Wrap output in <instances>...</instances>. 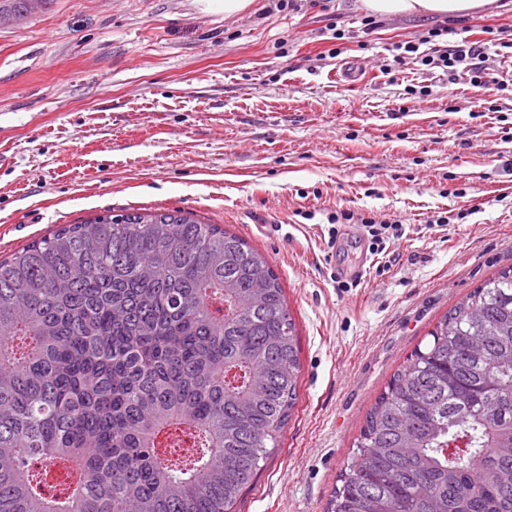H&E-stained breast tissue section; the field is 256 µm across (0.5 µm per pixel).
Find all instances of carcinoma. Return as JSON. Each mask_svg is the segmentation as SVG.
I'll return each instance as SVG.
<instances>
[{
	"instance_id": "obj_1",
	"label": "carcinoma",
	"mask_w": 512,
	"mask_h": 512,
	"mask_svg": "<svg viewBox=\"0 0 512 512\" xmlns=\"http://www.w3.org/2000/svg\"><path fill=\"white\" fill-rule=\"evenodd\" d=\"M367 414L327 512H512V267ZM269 260L182 212L98 216L0 260V512H232L298 399ZM74 476L43 490L38 464Z\"/></svg>"
}]
</instances>
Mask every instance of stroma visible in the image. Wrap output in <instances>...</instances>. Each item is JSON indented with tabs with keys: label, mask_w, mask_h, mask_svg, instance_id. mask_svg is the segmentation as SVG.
<instances>
[{
	"label": "stroma",
	"mask_w": 512,
	"mask_h": 512,
	"mask_svg": "<svg viewBox=\"0 0 512 512\" xmlns=\"http://www.w3.org/2000/svg\"><path fill=\"white\" fill-rule=\"evenodd\" d=\"M361 17L356 0L232 16L210 0H46L0 18V259L102 214L181 210L280 279L299 397L236 512H326L390 377L512 266V98L483 113L463 81L394 63L435 18L367 34ZM352 60L355 85L337 78ZM410 84L431 93L406 98ZM339 210L352 220L333 238ZM367 216L402 224L395 262L373 254ZM355 268L358 286L338 287Z\"/></svg>",
	"instance_id": "stroma-1"
}]
</instances>
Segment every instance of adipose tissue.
Here are the masks:
<instances>
[{
  "instance_id": "ef3b65f1",
  "label": "adipose tissue",
  "mask_w": 512,
  "mask_h": 512,
  "mask_svg": "<svg viewBox=\"0 0 512 512\" xmlns=\"http://www.w3.org/2000/svg\"><path fill=\"white\" fill-rule=\"evenodd\" d=\"M496 4L497 0H359L363 11L380 18L436 15L456 19Z\"/></svg>"
}]
</instances>
